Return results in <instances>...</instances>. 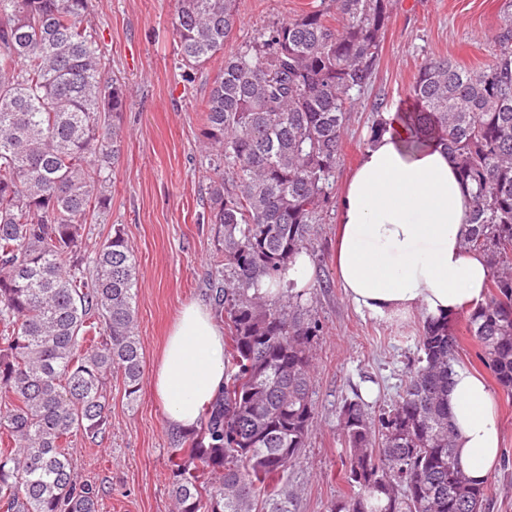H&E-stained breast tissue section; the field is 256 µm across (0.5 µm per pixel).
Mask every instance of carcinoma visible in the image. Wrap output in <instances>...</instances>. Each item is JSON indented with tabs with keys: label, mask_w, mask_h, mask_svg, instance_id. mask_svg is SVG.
Segmentation results:
<instances>
[{
	"label": "carcinoma",
	"mask_w": 512,
	"mask_h": 512,
	"mask_svg": "<svg viewBox=\"0 0 512 512\" xmlns=\"http://www.w3.org/2000/svg\"><path fill=\"white\" fill-rule=\"evenodd\" d=\"M91 0H0V512H99L72 443L110 433L107 381L129 403L143 379L138 268L121 228L86 253V220L112 199L127 106L106 79ZM392 0H331L227 54L237 0H175L181 65L217 56L201 137L213 156L208 285L228 341L224 392L172 436L174 512H289L275 478L297 460L315 414L309 289L260 283L314 251L351 112L369 85ZM479 68L431 59L410 90L407 147L445 146L473 194L464 247L488 258L490 297L466 329L512 391V16ZM421 355L388 411L340 409L345 478L330 512H482L487 483L459 467L448 412L457 340L422 326Z\"/></svg>",
	"instance_id": "1"
}]
</instances>
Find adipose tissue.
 Masks as SVG:
<instances>
[{
    "instance_id": "1",
    "label": "adipose tissue",
    "mask_w": 512,
    "mask_h": 512,
    "mask_svg": "<svg viewBox=\"0 0 512 512\" xmlns=\"http://www.w3.org/2000/svg\"><path fill=\"white\" fill-rule=\"evenodd\" d=\"M338 203L335 266L358 310L390 321L442 320L486 299V257L464 250L472 197L453 155L431 143L405 146L399 113L381 115ZM224 386V330L198 303L182 307L152 373V390L172 427L196 426ZM448 407L461 468L484 481L500 455V430L485 384L455 367Z\"/></svg>"
}]
</instances>
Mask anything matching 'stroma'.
I'll list each match as a JSON object with an SVG mask.
<instances>
[{
    "mask_svg": "<svg viewBox=\"0 0 512 512\" xmlns=\"http://www.w3.org/2000/svg\"><path fill=\"white\" fill-rule=\"evenodd\" d=\"M312 0H238L240 23L226 46L235 52L269 26L288 20ZM174 0H92L109 73L123 78L127 108L112 167V203L89 217V245L121 227L138 265L137 334L144 371L152 373L167 332L182 306H212L206 287L208 259L217 248L208 222L210 158L200 148L201 102L223 66L215 58L191 70L181 65L171 18ZM512 0H393L383 49L371 84L351 115L336 167L343 185L356 165L377 114L400 108L421 66L445 57L468 67L491 62L487 36ZM315 242L317 268L310 316L319 326L313 339L315 416L296 462L277 479L288 491L290 512H329L349 496L339 426L344 401L361 398L372 414L389 409L419 356L420 318L384 321L359 311L336 276L337 203L329 201ZM458 363L480 375L497 408L502 444L489 475L484 512H512V393L496 382L480 345L465 330L466 316L453 315ZM112 428L102 445L75 439L78 472L104 490L100 512H172L168 457L172 427L150 382L129 403L121 377L107 386Z\"/></svg>",
    "mask_w": 512,
    "mask_h": 512,
    "instance_id": "1",
    "label": "stroma"
}]
</instances>
